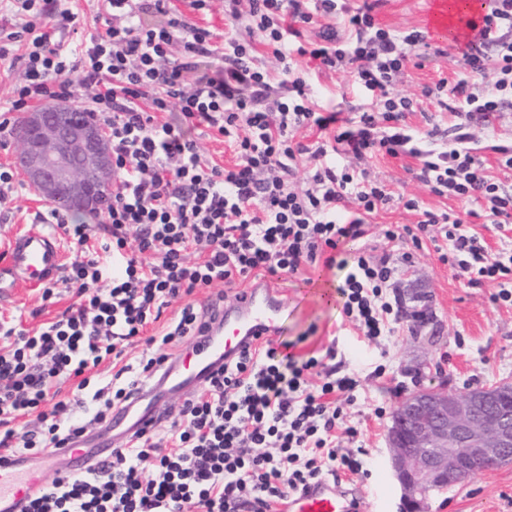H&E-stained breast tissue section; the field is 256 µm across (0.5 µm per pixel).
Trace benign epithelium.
Returning <instances> with one entry per match:
<instances>
[{
  "label": "benign epithelium",
  "mask_w": 512,
  "mask_h": 512,
  "mask_svg": "<svg viewBox=\"0 0 512 512\" xmlns=\"http://www.w3.org/2000/svg\"><path fill=\"white\" fill-rule=\"evenodd\" d=\"M17 136L15 163L43 200L102 211L115 169L112 141L100 124L71 103L56 102L26 113ZM403 294L417 303L414 328L428 325L432 315L421 290ZM386 439L401 492L399 512H426L431 492L512 462V381L460 392L418 385L397 403Z\"/></svg>",
  "instance_id": "7a95c632"
}]
</instances>
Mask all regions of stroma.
Instances as JSON below:
<instances>
[{
  "mask_svg": "<svg viewBox=\"0 0 512 512\" xmlns=\"http://www.w3.org/2000/svg\"><path fill=\"white\" fill-rule=\"evenodd\" d=\"M76 16L73 27L57 29L51 19H43L40 31L51 35L61 48L89 42L105 28L110 14L106 0H66ZM376 24L390 31L413 29L431 33L430 48L413 57L397 86L400 93H419L422 86L440 79H454L460 71L459 55L449 32L459 30L465 15L448 11V0H375ZM319 105L342 112L359 108L361 100L351 89L348 74L323 72L314 80ZM418 159L402 155L373 159L368 170L373 179L384 182L394 199L373 216L376 224L414 225L423 210L465 216L474 210L471 202L431 194L413 179L411 171ZM417 198L419 209H406L403 201ZM30 187L8 193L0 204V255L10 234L24 231L36 212L47 209ZM335 269H305L284 274L278 281L288 294V318L281 335L293 345L301 359L324 358L327 350L336 353L332 361L337 374L356 371L359 385L352 402L343 407L344 423L354 436L336 441L340 452L363 449L366 475L343 473L344 488L363 487L369 495L367 512H398L400 489L388 465L385 428L389 416L404 393L429 380L446 383L449 390L463 391L512 376V305L499 301L496 284L468 285L454 277L439 260L433 244L415 251L414 264L394 281L393 295H400L409 281H418L427 293L435 322L422 334H414L410 321H403L395 335L369 342L352 336L343 321L335 284ZM73 302L64 283H57L51 300L41 298L37 288H23L10 298L0 299V318H17L26 332L52 320ZM429 512H512V463L495 467L447 491L432 492Z\"/></svg>",
  "mask_w": 512,
  "mask_h": 512,
  "instance_id": "1",
  "label": "stroma"
}]
</instances>
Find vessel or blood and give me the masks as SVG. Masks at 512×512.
<instances>
[{
	"label": "vessel or blood",
	"instance_id": "obj_1",
	"mask_svg": "<svg viewBox=\"0 0 512 512\" xmlns=\"http://www.w3.org/2000/svg\"><path fill=\"white\" fill-rule=\"evenodd\" d=\"M63 261L56 234L33 228L11 241L5 261L0 262V295L14 289L38 287L54 278ZM286 296L268 283L257 281L241 299L223 309L209 324L196 349L172 356L164 378L151 387L132 412L116 416L113 427L151 431L159 421L158 404L168 393L202 384L216 362L233 357L242 343L281 333ZM55 453L39 454L34 460L17 458L0 462V512H21L27 495L41 482L43 473L53 470ZM279 512H356L341 489L338 479H324L288 496Z\"/></svg>",
	"mask_w": 512,
	"mask_h": 512
}]
</instances>
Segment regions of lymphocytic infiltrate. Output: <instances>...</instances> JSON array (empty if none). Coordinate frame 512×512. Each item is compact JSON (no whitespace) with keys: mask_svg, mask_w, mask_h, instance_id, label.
<instances>
[{"mask_svg":"<svg viewBox=\"0 0 512 512\" xmlns=\"http://www.w3.org/2000/svg\"><path fill=\"white\" fill-rule=\"evenodd\" d=\"M11 2L22 27L0 40V59L11 43L27 48L24 78L0 104V131L31 102L87 97L88 111L111 131L118 185L100 245L91 244L87 225L58 209L35 215L69 241L74 258L64 282L76 301L31 335L0 321V455L68 447L87 424L71 419L74 406L108 423L161 371L169 347L200 336L219 317L218 283L230 288L253 276L334 267L343 273V317L367 339L394 335L402 318L387 290L396 270L357 248L363 239L435 243L457 276L496 283L498 299L512 303V254H489L461 218L428 210L415 226L375 229L368 216L392 196L367 170L348 165L408 153L421 159L415 177L430 193L479 203L488 223L512 226V188L495 175L512 170V148L498 147L488 166L473 148L471 125L476 119L490 129L512 105V0H496L462 49L456 80L423 86L413 98L396 86L427 35L378 27L368 0L357 7L348 0H224L225 14L244 31L222 38L190 25L170 0H107L105 31L67 50L36 27L46 17L70 27V10L58 0ZM316 23L319 42L303 45L302 26ZM257 38L278 60V75L255 64ZM299 56L320 70L349 72L365 108L345 120L336 110L315 111ZM427 102L456 117L453 146L422 148L404 125L406 113ZM170 113L176 121H167ZM203 127L227 139L233 166L202 157L195 133ZM303 128L317 131L313 144L296 141ZM102 250L111 264L100 262ZM200 288L211 291L202 308L190 301ZM176 300V317L147 334ZM139 338L145 347L133 364L128 349ZM104 366L110 376L102 380ZM315 372L321 381L314 386ZM357 386L354 375H337L313 356L297 361L275 340L244 344L168 425L132 434L84 475L57 474L24 512H270L326 473L362 472L360 454L336 446L343 406ZM32 414L41 432L20 426Z\"/></svg>","mask_w":512,"mask_h":512,"instance_id":"1","label":"lymphocytic infiltrate"}]
</instances>
